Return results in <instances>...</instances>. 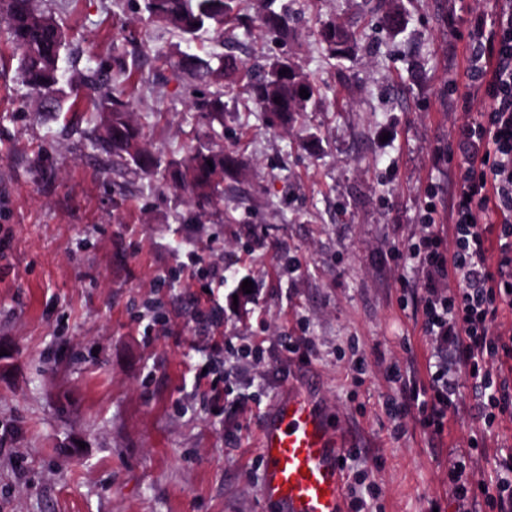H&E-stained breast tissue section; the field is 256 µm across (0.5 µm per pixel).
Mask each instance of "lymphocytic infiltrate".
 Returning <instances> with one entry per match:
<instances>
[{
	"instance_id": "lymphocytic-infiltrate-1",
	"label": "lymphocytic infiltrate",
	"mask_w": 512,
	"mask_h": 512,
	"mask_svg": "<svg viewBox=\"0 0 512 512\" xmlns=\"http://www.w3.org/2000/svg\"><path fill=\"white\" fill-rule=\"evenodd\" d=\"M495 2L494 16L475 14L463 34L470 48L463 101H481L483 109L457 131L466 167L448 193L454 246L444 247L431 203L417 243L400 255L426 267L416 294L421 328L448 348L416 403L421 425L435 433L458 410L463 375L479 383L486 424L512 417V338L495 330L502 305H512V0ZM449 491L455 512H512V455L494 486L457 469Z\"/></svg>"
}]
</instances>
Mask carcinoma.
Returning a JSON list of instances; mask_svg holds the SVG:
<instances>
[{
  "label": "carcinoma",
  "instance_id": "carcinoma-1",
  "mask_svg": "<svg viewBox=\"0 0 512 512\" xmlns=\"http://www.w3.org/2000/svg\"><path fill=\"white\" fill-rule=\"evenodd\" d=\"M142 12L148 18L177 31L181 39L191 43L208 32L224 31L230 19L243 25L253 22L287 40L296 32L301 15L288 5L274 8L276 0H257L259 11L251 18L240 14L237 0H142ZM370 9L382 16V24L394 38L407 27L404 8L397 0H367ZM0 23L19 54V75L29 91L31 105L39 112H55L61 103V52L65 33L58 22L40 9L36 0H0ZM319 40L329 55L339 61L346 58V48L357 40L355 31L331 18L321 24ZM287 70L284 75L281 70ZM179 78L191 81L194 109L202 124L214 129L223 124L224 93L221 89L205 92L204 88L243 75L249 80L253 101L260 107L268 123L278 126L292 122L318 104V89L312 85L298 65L288 56L268 59L249 67L233 53L215 58H202L185 53L179 64ZM112 75L105 71L78 76L70 80L74 97H90L96 124L94 132L99 147L112 153V165L133 168L142 173L170 180L188 194V204L203 210L216 208L224 201V173L238 167L237 156L214 144L213 135L196 136V144L184 154L170 156L151 152L142 141L132 117L124 89L111 86ZM306 89L309 97L300 96ZM279 101H274V98Z\"/></svg>",
  "mask_w": 512,
  "mask_h": 512
}]
</instances>
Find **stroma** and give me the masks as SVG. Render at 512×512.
<instances>
[{"mask_svg": "<svg viewBox=\"0 0 512 512\" xmlns=\"http://www.w3.org/2000/svg\"><path fill=\"white\" fill-rule=\"evenodd\" d=\"M493 4L403 0L393 39L364 0H297L293 39L230 23L187 44L135 0H45L66 34L64 77L123 54L155 152L182 153L197 125L170 67L181 51L290 54L318 87L319 110L288 128L267 125L245 84L225 90L219 141L239 168L222 211L203 214L113 167L91 141L89 100L64 94L63 118L27 108L0 31V512H279L260 493V434L292 393L349 456L346 512H455L454 465L493 473L512 420L484 425L474 379L442 433L389 409L428 386L434 351L415 301H400L423 274L395 253L418 238L432 191L453 238L459 34ZM331 17L360 33L347 81L316 42ZM289 336L313 340L307 363L282 351Z\"/></svg>", "mask_w": 512, "mask_h": 512, "instance_id": "1", "label": "stroma"}]
</instances>
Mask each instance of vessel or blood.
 Listing matches in <instances>:
<instances>
[{
  "mask_svg": "<svg viewBox=\"0 0 512 512\" xmlns=\"http://www.w3.org/2000/svg\"><path fill=\"white\" fill-rule=\"evenodd\" d=\"M261 454L262 494L281 512H344L339 450L307 397L279 404L263 426Z\"/></svg>",
  "mask_w": 512,
  "mask_h": 512,
  "instance_id": "b4317fda",
  "label": "vessel or blood"
}]
</instances>
